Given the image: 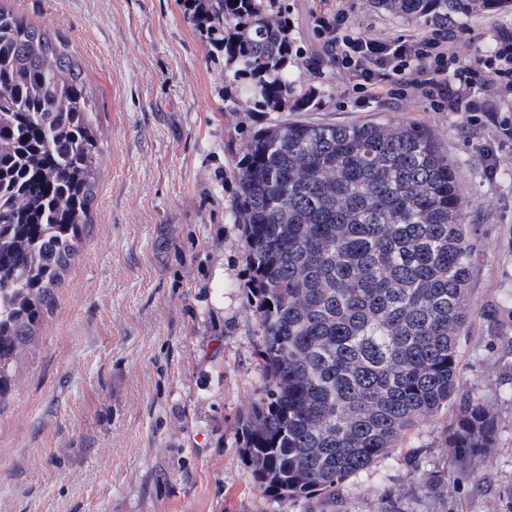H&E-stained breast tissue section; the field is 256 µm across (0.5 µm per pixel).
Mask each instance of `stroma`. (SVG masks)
<instances>
[{
    "instance_id": "35a3bbf8",
    "label": "stroma",
    "mask_w": 512,
    "mask_h": 512,
    "mask_svg": "<svg viewBox=\"0 0 512 512\" xmlns=\"http://www.w3.org/2000/svg\"><path fill=\"white\" fill-rule=\"evenodd\" d=\"M1 1L81 64L103 149L79 257L0 399V512H512V146L488 173L496 128L470 137L460 113L417 94L353 107L348 76L321 62L313 32L314 14L339 0H288L313 59L293 78L321 91L301 120L412 125L456 169L478 246L460 391L493 408L499 439L477 467L454 466L452 403L335 496L273 501L239 453L265 368L233 203L244 144L278 114L234 110L224 58L183 0ZM340 1L352 31L428 32L370 0ZM503 28L512 12L458 25L461 59L490 53Z\"/></svg>"
}]
</instances>
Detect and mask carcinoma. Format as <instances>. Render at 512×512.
Wrapping results in <instances>:
<instances>
[{"instance_id":"obj_1","label":"carcinoma","mask_w":512,"mask_h":512,"mask_svg":"<svg viewBox=\"0 0 512 512\" xmlns=\"http://www.w3.org/2000/svg\"><path fill=\"white\" fill-rule=\"evenodd\" d=\"M224 56L237 112H307L314 88L287 0H184ZM446 25L512 0H371ZM97 98L51 35L0 4V398L79 255L99 186ZM267 382L240 454L283 502L336 494L416 423L459 403L454 459L498 442L493 410L459 396L457 336L477 253L456 169L414 126L303 121L255 131L236 167Z\"/></svg>"}]
</instances>
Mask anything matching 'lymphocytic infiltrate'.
I'll return each mask as SVG.
<instances>
[{
    "label": "lymphocytic infiltrate",
    "mask_w": 512,
    "mask_h": 512,
    "mask_svg": "<svg viewBox=\"0 0 512 512\" xmlns=\"http://www.w3.org/2000/svg\"><path fill=\"white\" fill-rule=\"evenodd\" d=\"M314 29L335 67L353 78L356 105L412 90L433 94L438 109L467 113V129L474 132L480 114L493 113L497 102L512 96V31L500 30L491 54L470 65L458 56L459 34L449 25L415 40L386 39L351 31L345 9L327 8L316 13ZM478 92L485 102H475Z\"/></svg>",
    "instance_id": "1"
}]
</instances>
